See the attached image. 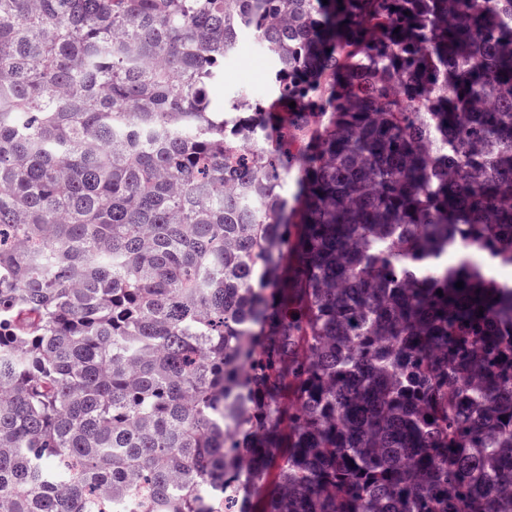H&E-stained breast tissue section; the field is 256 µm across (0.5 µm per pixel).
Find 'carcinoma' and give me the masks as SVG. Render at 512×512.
Wrapping results in <instances>:
<instances>
[{"mask_svg": "<svg viewBox=\"0 0 512 512\" xmlns=\"http://www.w3.org/2000/svg\"><path fill=\"white\" fill-rule=\"evenodd\" d=\"M457 241L512 267V0H0V512H512ZM242 41H249L248 56L239 59L237 52L224 61V81L216 86L212 98L215 106L224 109L227 95L246 91L255 101H269L271 61L264 55L258 44L246 36Z\"/></svg>", "mask_w": 512, "mask_h": 512, "instance_id": "carcinoma-1", "label": "carcinoma"}]
</instances>
